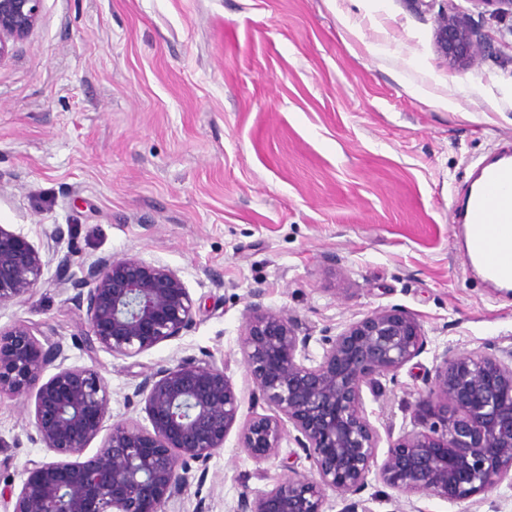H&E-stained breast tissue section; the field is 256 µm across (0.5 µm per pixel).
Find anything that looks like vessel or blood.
<instances>
[{
	"label": "vessel or blood",
	"instance_id": "1",
	"mask_svg": "<svg viewBox=\"0 0 512 512\" xmlns=\"http://www.w3.org/2000/svg\"><path fill=\"white\" fill-rule=\"evenodd\" d=\"M458 232L470 257L493 277L512 280V151L479 162L465 196Z\"/></svg>",
	"mask_w": 512,
	"mask_h": 512
}]
</instances>
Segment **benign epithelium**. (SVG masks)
<instances>
[{
    "label": "benign epithelium",
    "instance_id": "obj_1",
    "mask_svg": "<svg viewBox=\"0 0 512 512\" xmlns=\"http://www.w3.org/2000/svg\"><path fill=\"white\" fill-rule=\"evenodd\" d=\"M42 0H0V62L36 25ZM497 19L512 18V0H474ZM435 46L452 70H466L494 46L459 9L437 15ZM47 261L23 235L0 226V304L23 301ZM59 258V283L85 309L82 342L115 357L137 356L174 339L194 323V304L176 271L138 256L101 257L72 272ZM245 314L240 350L253 384V401L270 413L252 412L240 431L241 448L257 463L277 458L292 441L312 462L305 473L254 494L243 490L235 512H327L328 492L340 512H373L377 497L364 496L375 481L396 503L422 494L450 503L512 486V351H444L418 407L419 424L387 430L388 449L370 421L364 392L376 394L380 378L421 355L425 333L408 311L380 308L320 339L286 310L261 302ZM59 343L42 344L27 327L0 332V395L35 393L34 425L60 460L28 469L12 512H162L164 503L191 485L190 462L203 482L208 463L236 424L242 400L226 370L196 356L144 377L151 429L117 423L94 459L72 460L100 433L109 411L107 385L89 368H64ZM57 372L44 378L46 369Z\"/></svg>",
    "mask_w": 512,
    "mask_h": 512
}]
</instances>
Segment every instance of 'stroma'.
<instances>
[{"mask_svg":"<svg viewBox=\"0 0 512 512\" xmlns=\"http://www.w3.org/2000/svg\"><path fill=\"white\" fill-rule=\"evenodd\" d=\"M493 56L449 70L434 14L413 0H43L29 37L0 62V226L49 264L37 288L0 305V329L61 343L69 367L100 373L112 432L149 428L144 375L188 355L224 367L243 405L239 350L261 291L313 339L400 307L427 347L366 400L378 429L410 426L444 350L512 348V294L468 269L453 229L479 161L512 145V49L472 0ZM136 255L176 270L195 303L178 338L134 357L80 345L85 313L50 261ZM34 394L0 396V512L35 462L53 461L33 424ZM258 464L232 428L203 483L163 512H234L241 491L288 474ZM419 512H512V486Z\"/></svg>","mask_w":512,"mask_h":512,"instance_id":"1","label":"stroma"}]
</instances>
